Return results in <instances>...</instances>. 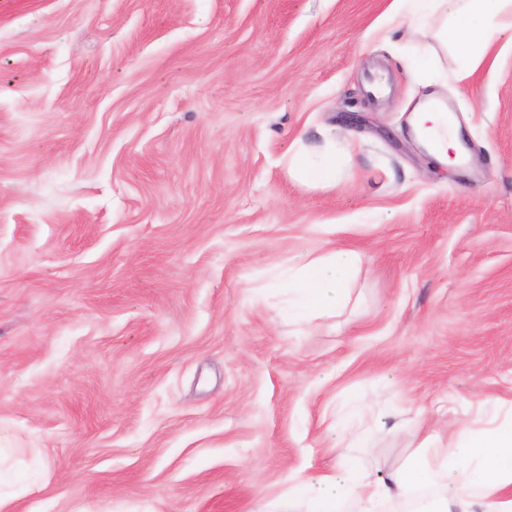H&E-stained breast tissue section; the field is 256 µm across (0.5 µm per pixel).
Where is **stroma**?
Instances as JSON below:
<instances>
[{"instance_id":"1","label":"stroma","mask_w":512,"mask_h":512,"mask_svg":"<svg viewBox=\"0 0 512 512\" xmlns=\"http://www.w3.org/2000/svg\"><path fill=\"white\" fill-rule=\"evenodd\" d=\"M391 0H0V492L11 512H296L512 418V45L456 96L468 161L407 136L430 35ZM351 151L332 187L294 145ZM389 214L385 224L374 213ZM343 241L341 314L274 278ZM367 441L336 450L347 404ZM424 55H412L406 58L405 70L409 77L425 86L435 84L433 72V59L429 56L427 62H423ZM289 175L309 186L336 184V153L331 148L320 151H296L288 159Z\"/></svg>"}]
</instances>
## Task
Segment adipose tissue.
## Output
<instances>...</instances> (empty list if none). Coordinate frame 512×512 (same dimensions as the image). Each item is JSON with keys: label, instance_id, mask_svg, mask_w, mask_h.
<instances>
[{"label": "adipose tissue", "instance_id": "1", "mask_svg": "<svg viewBox=\"0 0 512 512\" xmlns=\"http://www.w3.org/2000/svg\"><path fill=\"white\" fill-rule=\"evenodd\" d=\"M407 13L440 42H453L467 67L480 65L499 39L512 42V0H394L391 19L402 20ZM473 18L478 27L470 26ZM405 70L428 87L410 109L409 138L433 166L460 164V129L449 121L433 88L432 62L412 55ZM288 173L309 186L335 184L336 153L330 148L295 152ZM362 265V254L341 242L324 253L296 257L283 284L284 315L300 323L340 313ZM297 492L304 512H381L393 502L410 512H512V423L462 431L454 447L428 449L420 460L385 475L339 467L308 474Z\"/></svg>", "mask_w": 512, "mask_h": 512}]
</instances>
